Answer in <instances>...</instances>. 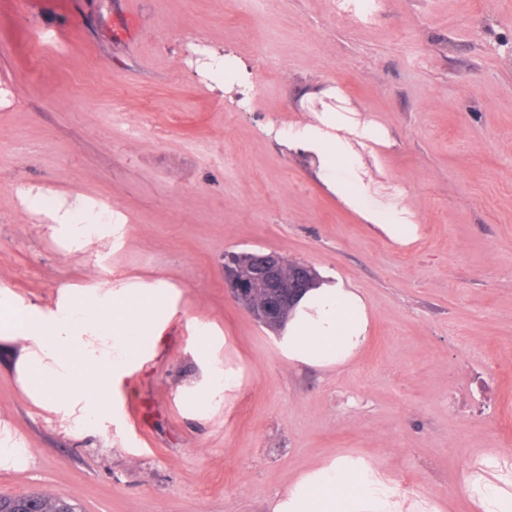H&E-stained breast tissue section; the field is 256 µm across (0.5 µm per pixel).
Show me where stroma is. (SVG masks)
I'll use <instances>...</instances> for the list:
<instances>
[{
  "label": "stroma",
  "mask_w": 512,
  "mask_h": 512,
  "mask_svg": "<svg viewBox=\"0 0 512 512\" xmlns=\"http://www.w3.org/2000/svg\"><path fill=\"white\" fill-rule=\"evenodd\" d=\"M135 12L134 43L112 32ZM66 29L39 50L31 26ZM247 66L213 89L209 52ZM328 112L353 180L393 200L416 238H388L333 193L288 128ZM141 133L129 138L128 126ZM111 206L119 233L64 251L19 190ZM273 251L362 291L370 340L341 370L295 366L224 286L229 252ZM163 279L182 292L162 341L142 339L111 447L60 434L0 369V418L32 463L0 496L47 493L78 512H268L299 474L348 454L395 490L476 512L473 475L512 492V0H0V289L53 303L63 287ZM242 385L187 417L196 321ZM139 404L149 437L128 421Z\"/></svg>",
  "instance_id": "1"
}]
</instances>
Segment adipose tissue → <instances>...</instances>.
Returning <instances> with one entry per match:
<instances>
[{"instance_id": "1", "label": "adipose tissue", "mask_w": 512, "mask_h": 512, "mask_svg": "<svg viewBox=\"0 0 512 512\" xmlns=\"http://www.w3.org/2000/svg\"><path fill=\"white\" fill-rule=\"evenodd\" d=\"M349 125L333 115L322 125L289 134L290 148L315 154L319 178L356 210L366 223L390 239L404 242L405 210L388 202L365 206L345 176L354 160L345 132ZM31 209L48 216L51 236L67 250H84L111 236L108 224H90L89 208L64 205L56 197L27 195ZM181 293L168 282L133 281L121 288H62L53 304L0 289V354L26 400L49 415L71 437L96 434L109 441L115 402L124 379L141 363L142 337L162 338L178 312ZM371 330L367 303L341 277L320 274L297 300L275 341L294 365L336 369L361 353ZM219 336L200 324L190 352L192 372L178 387L177 401L187 414L207 417L221 409L239 385V373L224 368ZM31 450L24 436L0 419V472L29 468ZM270 512H418L387 485L379 470L362 458L338 455L301 474L268 504Z\"/></svg>"}]
</instances>
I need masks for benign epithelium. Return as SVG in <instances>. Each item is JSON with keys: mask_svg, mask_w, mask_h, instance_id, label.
<instances>
[{"mask_svg": "<svg viewBox=\"0 0 512 512\" xmlns=\"http://www.w3.org/2000/svg\"><path fill=\"white\" fill-rule=\"evenodd\" d=\"M311 267L299 262L287 266L274 252H254L224 257V283L235 302L260 323L271 327L281 322L308 281ZM266 288L261 300L255 299L254 285Z\"/></svg>", "mask_w": 512, "mask_h": 512, "instance_id": "benign-epithelium-1", "label": "benign epithelium"}]
</instances>
